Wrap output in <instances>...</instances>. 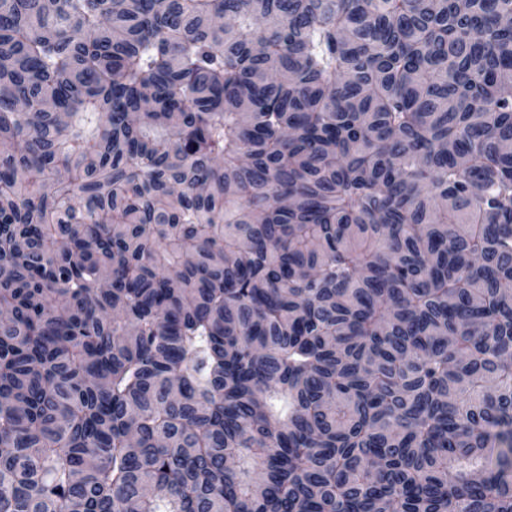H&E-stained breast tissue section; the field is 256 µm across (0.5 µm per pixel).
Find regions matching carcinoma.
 Returning <instances> with one entry per match:
<instances>
[{
	"mask_svg": "<svg viewBox=\"0 0 512 512\" xmlns=\"http://www.w3.org/2000/svg\"><path fill=\"white\" fill-rule=\"evenodd\" d=\"M512 0H0V512H512Z\"/></svg>",
	"mask_w": 512,
	"mask_h": 512,
	"instance_id": "obj_1",
	"label": "carcinoma"
}]
</instances>
